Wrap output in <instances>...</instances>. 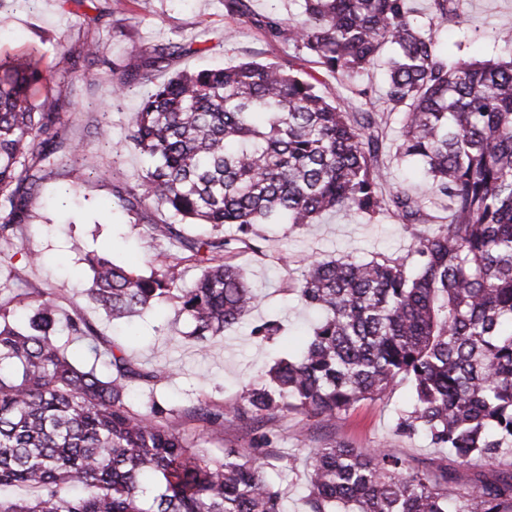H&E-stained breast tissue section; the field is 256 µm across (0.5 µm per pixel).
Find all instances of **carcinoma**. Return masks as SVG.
<instances>
[{"mask_svg":"<svg viewBox=\"0 0 512 512\" xmlns=\"http://www.w3.org/2000/svg\"><path fill=\"white\" fill-rule=\"evenodd\" d=\"M292 18L255 14L249 0H224L227 16L247 19L294 50L288 63L250 60L178 74L156 85L132 123L128 145L149 166L132 185L112 183L127 213L145 219L150 201L165 219L149 221L200 276L183 289L174 267L148 275L105 254L87 298L114 321L175 301L198 342L221 336L259 304L237 261L254 244L255 225L311 224L325 212L368 223L390 215L425 220L424 200L451 221L416 235L406 256L312 260L288 291L321 313L302 355L282 358L267 383L245 389L238 413L295 411L334 420L400 377L412 400L395 432L423 434L457 461L487 469L463 483L446 466L420 468L388 448L344 444L314 448L304 471L305 512H512V58H462L438 51L432 29L414 22L410 0H299ZM454 0H434V18L455 21ZM178 51L164 47L124 70L114 91L147 79ZM363 101L343 112L320 91L300 61ZM383 64L386 111L356 77ZM49 79L34 49L0 45V247L29 221V200L44 168L63 161L65 100L47 94ZM401 114L395 157L415 163L428 181L425 198L384 192L380 162L389 113ZM231 224V238H199ZM14 307L0 303V490L20 487L28 500L0 496V512H285L281 488L257 457L271 448H226L207 457L150 394L135 402L134 381L155 386L171 376L142 368L123 348L107 349L111 374L78 366L59 341L92 337L77 310L62 315L51 294L10 271ZM280 322L259 320L250 335H281ZM224 426V405L190 409Z\"/></svg>","mask_w":512,"mask_h":512,"instance_id":"carcinoma-1","label":"carcinoma"}]
</instances>
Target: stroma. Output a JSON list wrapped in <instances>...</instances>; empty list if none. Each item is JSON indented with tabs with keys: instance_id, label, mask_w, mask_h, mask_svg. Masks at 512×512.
Listing matches in <instances>:
<instances>
[{
	"instance_id": "35a3bbf8",
	"label": "stroma",
	"mask_w": 512,
	"mask_h": 512,
	"mask_svg": "<svg viewBox=\"0 0 512 512\" xmlns=\"http://www.w3.org/2000/svg\"><path fill=\"white\" fill-rule=\"evenodd\" d=\"M110 5V0H15L7 23L0 26V41L38 48L52 90L62 92L70 102L62 114L66 135L86 158L82 176L59 168L40 181L30 199V221L16 232L13 266L30 285L53 293L62 313L81 310L99 336L124 338L134 364L168 367L172 376L160 385L159 393L183 414L186 434L209 456L222 455L227 448H272L295 457L302 469L311 449L345 443L390 448L419 466L445 463L442 450L425 436L395 433L396 417L411 399L410 385L401 379L332 424L293 412L252 418L237 413L242 391L260 383L278 359L295 356L307 339L313 313L289 293L288 283L300 278L308 260L406 255L415 233L438 229L441 207L429 206L428 221L410 228L389 217L369 224L336 213L300 226L257 225L262 254L247 251L238 261L261 299L258 315L277 318L285 326L283 335L262 343L242 326L198 345L189 336V319L172 300L137 318L130 330L113 327L104 312L87 301L84 291L92 280L87 254L105 251L114 262L141 271L176 255L168 241L154 236L150 225L117 207L111 182L95 175L96 170H109L125 181L145 169V158L124 144L134 112L155 84L200 68L248 60L288 61L286 45L227 17L224 0H124L117 11ZM456 7L458 24L437 27L435 32L449 60L512 56V47L499 39L512 30V0H456ZM85 42L97 45V62L68 72L69 54ZM171 44L181 45V52L167 57L150 78L132 82L123 94H114L112 86L98 78L104 64H111L118 78L136 56ZM103 127L108 130L104 137L98 134ZM399 127V114H392L383 157L386 187L420 196L425 191L423 181L411 166L394 157ZM201 398L223 403V432H212L185 416V409Z\"/></svg>"
}]
</instances>
